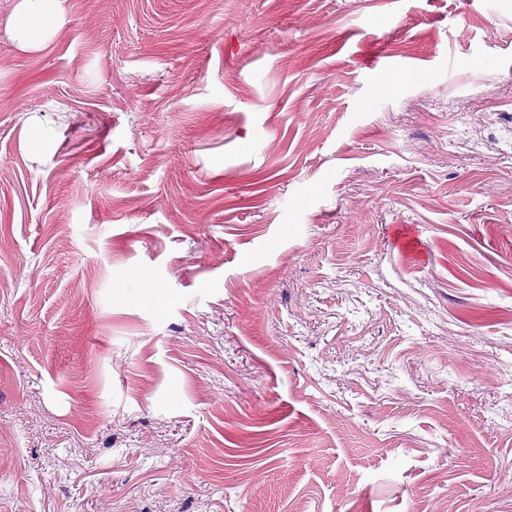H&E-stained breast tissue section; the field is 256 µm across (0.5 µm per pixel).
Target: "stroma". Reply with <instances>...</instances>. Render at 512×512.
<instances>
[{
    "label": "stroma",
    "mask_w": 512,
    "mask_h": 512,
    "mask_svg": "<svg viewBox=\"0 0 512 512\" xmlns=\"http://www.w3.org/2000/svg\"><path fill=\"white\" fill-rule=\"evenodd\" d=\"M0 0V512H512V0ZM60 15L59 0H19L9 18L10 40L21 50H40Z\"/></svg>",
    "instance_id": "35a3bbf8"
}]
</instances>
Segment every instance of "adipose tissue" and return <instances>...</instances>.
<instances>
[{"label":"adipose tissue","instance_id":"adipose-tissue-1","mask_svg":"<svg viewBox=\"0 0 512 512\" xmlns=\"http://www.w3.org/2000/svg\"><path fill=\"white\" fill-rule=\"evenodd\" d=\"M60 15L59 0H18L8 23L12 43L22 50H40Z\"/></svg>","mask_w":512,"mask_h":512}]
</instances>
